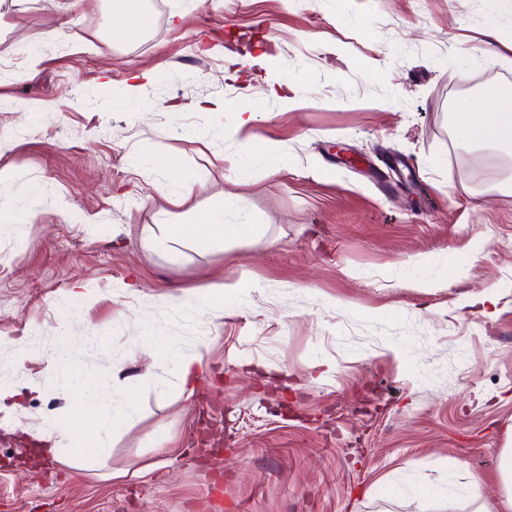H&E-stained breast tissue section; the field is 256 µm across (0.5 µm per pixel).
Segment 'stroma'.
Here are the masks:
<instances>
[{
	"label": "stroma",
	"mask_w": 512,
	"mask_h": 512,
	"mask_svg": "<svg viewBox=\"0 0 512 512\" xmlns=\"http://www.w3.org/2000/svg\"><path fill=\"white\" fill-rule=\"evenodd\" d=\"M145 8L116 43L109 0H0V385L28 422L0 429V512H471L475 475L497 497L512 157L450 120L512 91L484 41L496 0ZM240 111L278 166L242 161ZM221 198L265 236L153 248ZM241 278L223 310L200 297ZM165 340L199 359L192 391L153 355ZM59 351L98 404L133 405L105 453L59 434L75 389L43 377ZM52 436L56 457H36Z\"/></svg>",
	"instance_id": "stroma-1"
}]
</instances>
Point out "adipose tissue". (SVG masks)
<instances>
[{
  "instance_id": "ef3b65f1",
  "label": "adipose tissue",
  "mask_w": 512,
  "mask_h": 512,
  "mask_svg": "<svg viewBox=\"0 0 512 512\" xmlns=\"http://www.w3.org/2000/svg\"><path fill=\"white\" fill-rule=\"evenodd\" d=\"M151 22L143 10L141 0H113L106 25L113 41L120 42L132 32L146 29ZM485 98L493 100L495 107L487 111L476 101L461 100L452 114L456 129L468 133L475 144L512 151V93L490 87ZM502 491L498 502L486 498L479 480H471L473 512H512V448H505L501 462Z\"/></svg>"
}]
</instances>
